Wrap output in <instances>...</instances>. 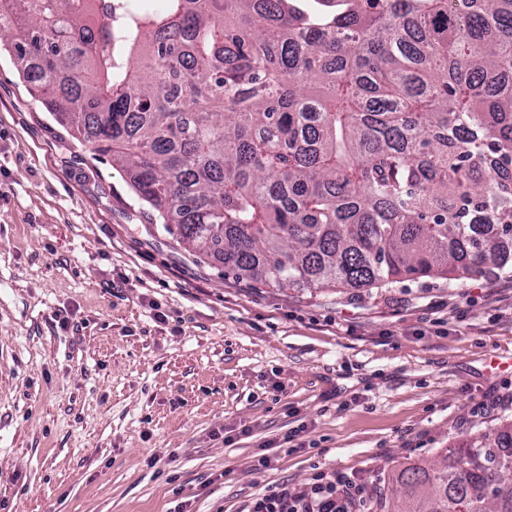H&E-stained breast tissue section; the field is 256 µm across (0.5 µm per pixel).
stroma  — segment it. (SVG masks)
I'll use <instances>...</instances> for the list:
<instances>
[{
  "label": "stroma",
  "mask_w": 512,
  "mask_h": 512,
  "mask_svg": "<svg viewBox=\"0 0 512 512\" xmlns=\"http://www.w3.org/2000/svg\"><path fill=\"white\" fill-rule=\"evenodd\" d=\"M0 32V512H245L512 422V267L278 288L189 254ZM305 425L296 449L262 443ZM237 431L225 442L227 431Z\"/></svg>",
  "instance_id": "stroma-1"
}]
</instances>
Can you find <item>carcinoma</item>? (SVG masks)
I'll list each match as a JSON object with an SVG mask.
<instances>
[{"label": "carcinoma", "mask_w": 512, "mask_h": 512, "mask_svg": "<svg viewBox=\"0 0 512 512\" xmlns=\"http://www.w3.org/2000/svg\"><path fill=\"white\" fill-rule=\"evenodd\" d=\"M0 0L24 78L185 248L279 288L512 261V0ZM512 512V422L367 512Z\"/></svg>", "instance_id": "obj_1"}]
</instances>
